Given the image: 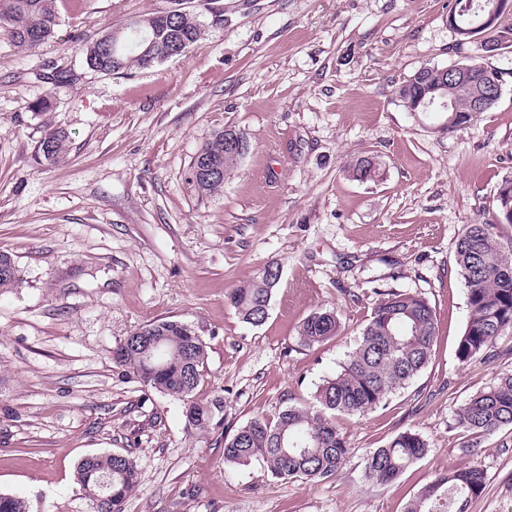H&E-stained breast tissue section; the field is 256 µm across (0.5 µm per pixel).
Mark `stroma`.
Segmentation results:
<instances>
[{
  "mask_svg": "<svg viewBox=\"0 0 512 512\" xmlns=\"http://www.w3.org/2000/svg\"><path fill=\"white\" fill-rule=\"evenodd\" d=\"M455 0H219L184 55L105 76L71 33L94 41L176 0H57L56 36L24 52L0 34V252L21 271L0 288V493L29 512H91L76 478L88 455L133 451L137 488L123 512H404L448 470L486 474L468 512H512V432L464 447L455 411L512 371V331L498 357L468 364L456 347L468 317L455 243L496 221L512 176V48L490 59L502 93L467 126L411 113L395 90L418 67L460 61L448 25ZM74 69L54 85L44 62ZM44 111H33L34 102ZM70 134L66 162L38 152L48 129ZM244 132L249 151L224 187L198 190L196 153ZM377 158L359 181L350 164ZM281 279L268 316L246 324L229 294L264 265ZM417 292L438 322L427 367L407 388L337 424L350 455L322 482L272 478L260 461H224V437L288 406L311 407L322 379L359 340L378 292ZM341 333L307 349L313 309ZM191 325L207 347L194 398L142 387L112 350L153 321ZM415 429L427 455L371 484L367 455Z\"/></svg>",
  "mask_w": 512,
  "mask_h": 512,
  "instance_id": "1",
  "label": "stroma"
}]
</instances>
